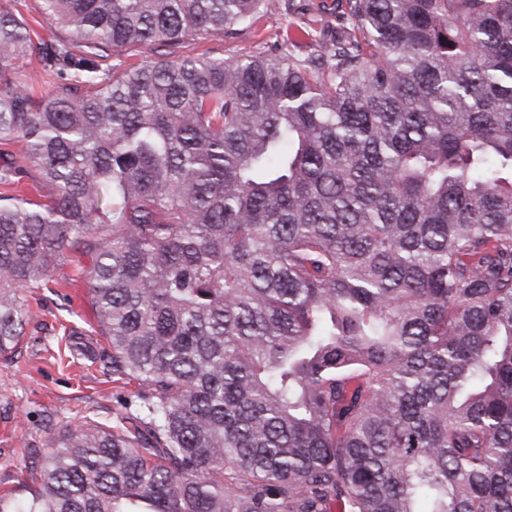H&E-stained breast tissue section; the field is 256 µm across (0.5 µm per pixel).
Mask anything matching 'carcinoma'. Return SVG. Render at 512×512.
Instances as JSON below:
<instances>
[{
  "label": "carcinoma",
  "mask_w": 512,
  "mask_h": 512,
  "mask_svg": "<svg viewBox=\"0 0 512 512\" xmlns=\"http://www.w3.org/2000/svg\"><path fill=\"white\" fill-rule=\"evenodd\" d=\"M39 2L64 35L0 0V354L79 250L140 403L0 512H512V0L236 62L183 44L289 0Z\"/></svg>",
  "instance_id": "cac0c4a2"
}]
</instances>
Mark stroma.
I'll return each instance as SVG.
<instances>
[{
  "instance_id": "obj_1",
  "label": "stroma",
  "mask_w": 512,
  "mask_h": 512,
  "mask_svg": "<svg viewBox=\"0 0 512 512\" xmlns=\"http://www.w3.org/2000/svg\"><path fill=\"white\" fill-rule=\"evenodd\" d=\"M287 17L260 11L233 36L195 39L188 53L233 61L266 53ZM89 257L71 251L58 282L29 296L33 318L18 349L0 354V494L26 495L31 449L48 452L67 427L89 421L109 426L134 412L138 388L114 382L112 352L95 333L87 281Z\"/></svg>"
}]
</instances>
